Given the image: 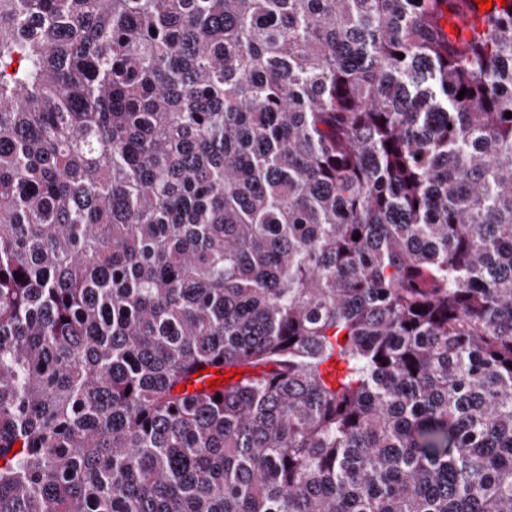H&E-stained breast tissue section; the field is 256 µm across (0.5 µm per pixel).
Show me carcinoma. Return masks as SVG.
I'll return each mask as SVG.
<instances>
[{"mask_svg":"<svg viewBox=\"0 0 512 512\" xmlns=\"http://www.w3.org/2000/svg\"><path fill=\"white\" fill-rule=\"evenodd\" d=\"M471 2L0 0V512H512Z\"/></svg>","mask_w":512,"mask_h":512,"instance_id":"1","label":"carcinoma"}]
</instances>
